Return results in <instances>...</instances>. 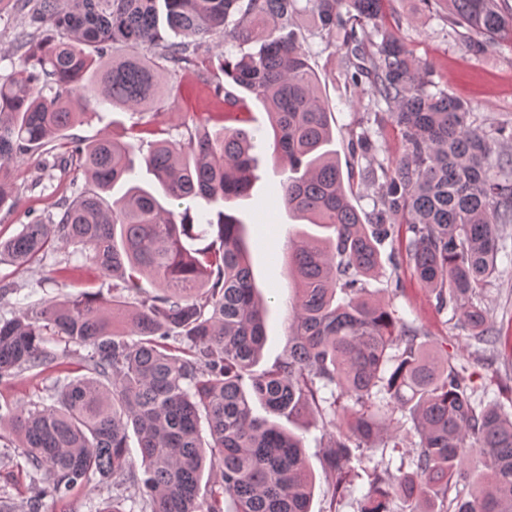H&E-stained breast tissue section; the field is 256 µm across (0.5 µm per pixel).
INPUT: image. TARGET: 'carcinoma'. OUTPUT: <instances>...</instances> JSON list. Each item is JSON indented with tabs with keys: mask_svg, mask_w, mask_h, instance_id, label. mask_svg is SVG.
Masks as SVG:
<instances>
[{
	"mask_svg": "<svg viewBox=\"0 0 512 512\" xmlns=\"http://www.w3.org/2000/svg\"><path fill=\"white\" fill-rule=\"evenodd\" d=\"M442 2L467 30L469 51L512 46L503 0ZM23 8L18 62L0 76V210L11 201L13 163L37 151L52 156L41 171L72 165L92 188L61 195L48 223L25 224L0 242V261L22 267L58 244L77 245L112 280L109 300L65 296L0 319L1 387L25 372L60 373L38 402L0 400V429L16 434L24 460L3 452L0 468L28 477V512L95 478L107 496L91 512H309L303 439L254 415L256 403L292 424L316 414L333 428L322 461L338 490L375 439L401 448L402 432L419 438L412 470L375 475L360 512H394L396 496L408 512H512V412L474 399L454 355L436 356L367 288L382 267L379 246L405 231L407 262L436 309L460 313L477 343L497 341L475 299L496 278L499 241L512 224V156L496 152L512 125L487 130L468 104L430 91L433 68L397 35L392 0H23ZM303 12L341 41L345 81L369 86L346 175L296 28ZM206 37L259 45L224 59V77L205 81L224 106L216 116L237 126L216 137L197 130L182 143L148 141L150 130L137 125L125 141L68 139L99 106L140 112L174 97L175 86L160 79L163 64L174 72L204 64ZM229 84L270 116L273 153L288 166V211L333 230L290 248L299 288L288 351L262 370L265 325L244 224L219 208L200 229L184 206H219L247 195L256 179L248 107ZM387 117L403 149L376 165L372 126ZM57 139L68 141V155L49 146ZM139 155L162 193L131 184L107 200ZM381 177L364 221L344 179ZM127 309L129 331L117 332L112 315ZM52 341L78 350L59 356ZM338 396L351 404L336 410ZM474 457L484 469L462 487ZM206 468L219 480L203 486Z\"/></svg>",
	"mask_w": 512,
	"mask_h": 512,
	"instance_id": "cac0c4a2",
	"label": "carcinoma"
}]
</instances>
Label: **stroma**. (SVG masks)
<instances>
[{
    "label": "stroma",
    "instance_id": "35a3bbf8",
    "mask_svg": "<svg viewBox=\"0 0 512 512\" xmlns=\"http://www.w3.org/2000/svg\"><path fill=\"white\" fill-rule=\"evenodd\" d=\"M399 19L397 32L414 54L433 66L432 81L471 107L477 123L493 126L512 121V49L497 47L482 55L471 54L464 41L463 28L449 25L443 6L428 7L421 0H393ZM22 21L17 0H0V75H8L18 59L15 33ZM306 40L303 49L320 77L319 94L331 114L333 149L341 164L351 157L348 141L358 132L363 115L364 87L346 85L340 77L342 53L334 36L312 26L303 17ZM167 82L179 86L176 100L158 105L156 110L133 112L108 105L99 106L93 116L75 127L73 136L93 140L108 134L126 138L138 122H149L157 139L171 142L186 140L190 129L199 127L210 133L221 130V122L206 120L212 105L199 71L180 75L166 74ZM250 130L255 135L252 151L257 159V179L248 195L227 202L226 211L239 217L246 226V242L255 283L267 301L266 343L260 368L271 366L288 348V327L293 318L296 281L288 269V252L303 234H318L315 225L293 217L282 200V183L287 177L283 163L272 155V130L267 112L255 97H248ZM41 154L34 153L14 165L13 209L0 211V240L15 235L22 225L41 219L50 211L57 185L85 190L88 183L82 172L52 171L41 174ZM499 254V274L481 297L488 322L502 336L494 348L472 346L463 320L452 311L437 312L432 296L417 279L404 258L399 244L381 248V274L371 280L369 289L395 310L398 317L417 326L424 341L457 355L467 367L476 395L500 402L512 411V226L503 232ZM78 267V275L61 280L56 271L66 266ZM12 282L15 291L0 301V318H12L27 307L63 294H108L111 282L100 275L89 261L87 252L76 246H58L48 251L27 269L0 264V279ZM304 445L315 475L311 512H358L376 473L397 470L402 460L417 452V437H408L404 448L392 451L379 447L364 456L356 476L344 492L334 489L335 477L326 471L320 458L330 433L321 422L309 418L299 422Z\"/></svg>",
    "mask_w": 512,
    "mask_h": 512
}]
</instances>
